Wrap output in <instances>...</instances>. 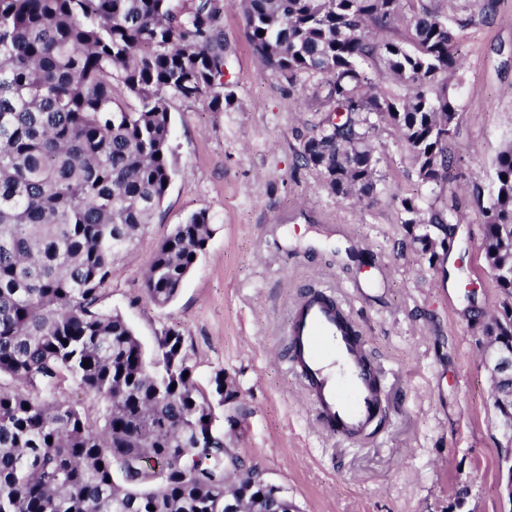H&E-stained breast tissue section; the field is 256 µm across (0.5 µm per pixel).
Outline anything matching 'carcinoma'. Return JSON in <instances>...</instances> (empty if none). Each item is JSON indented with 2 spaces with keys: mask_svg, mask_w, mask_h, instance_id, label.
Segmentation results:
<instances>
[{
  "mask_svg": "<svg viewBox=\"0 0 512 512\" xmlns=\"http://www.w3.org/2000/svg\"><path fill=\"white\" fill-rule=\"evenodd\" d=\"M443 0H0V512H252L264 477L240 470L210 436L215 406L235 398L224 374L213 402L196 385L179 331L145 353L101 305L114 260L151 223L174 174L171 99L224 110V11L240 9L262 66L288 85L314 82L328 115L302 146L329 192L373 198V134L397 129L419 181L444 188L453 159L457 36ZM400 40L377 39L395 26ZM264 34H259V31ZM377 56L403 92L365 68ZM406 224L451 238L446 205ZM483 254L512 294V143L495 160ZM211 216L192 214L145 275L165 307L205 250ZM512 336V314L484 323ZM188 376H183V373ZM100 404L92 421L56 395L67 381ZM52 442H47V439ZM154 510H149V507Z\"/></svg>",
  "mask_w": 512,
  "mask_h": 512,
  "instance_id": "cac0c4a2",
  "label": "carcinoma"
}]
</instances>
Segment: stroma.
Instances as JSON below:
<instances>
[{
    "instance_id": "35a3bbf8",
    "label": "stroma",
    "mask_w": 512,
    "mask_h": 512,
    "mask_svg": "<svg viewBox=\"0 0 512 512\" xmlns=\"http://www.w3.org/2000/svg\"><path fill=\"white\" fill-rule=\"evenodd\" d=\"M483 4L448 5L463 64L448 144L459 178L441 192L418 181L406 143L387 128L375 139L377 197L329 194L297 157L323 117L313 90L260 67L236 8L223 22L231 105L170 103L171 184L114 262L102 304L148 351L162 329H178L203 391L223 373L236 394L221 410L236 420L226 448L281 486L296 512H512L478 322L512 309L482 250L495 157L512 142V0L489 16ZM401 195L424 209L456 198L462 221L448 247L415 242L444 237L403 224ZM202 210L212 218L206 250L177 299L157 307L144 292L147 269L173 227ZM324 288L346 300L381 372L382 417L357 438L326 432L285 357L290 307Z\"/></svg>"
}]
</instances>
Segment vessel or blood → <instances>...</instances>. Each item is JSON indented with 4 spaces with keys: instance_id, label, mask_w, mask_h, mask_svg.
Segmentation results:
<instances>
[{
    "instance_id": "vessel-or-blood-1",
    "label": "vessel or blood",
    "mask_w": 512,
    "mask_h": 512,
    "mask_svg": "<svg viewBox=\"0 0 512 512\" xmlns=\"http://www.w3.org/2000/svg\"><path fill=\"white\" fill-rule=\"evenodd\" d=\"M331 294H305L288 322V355L325 428L352 438L375 420L379 368Z\"/></svg>"
}]
</instances>
